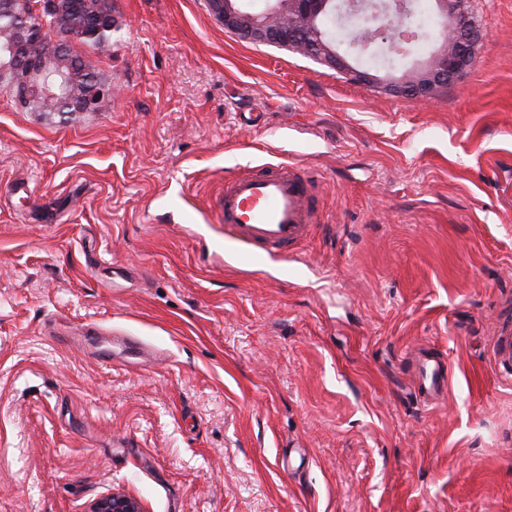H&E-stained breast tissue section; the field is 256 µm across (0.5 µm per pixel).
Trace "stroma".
Returning <instances> with one entry per match:
<instances>
[{
  "label": "stroma",
  "mask_w": 512,
  "mask_h": 512,
  "mask_svg": "<svg viewBox=\"0 0 512 512\" xmlns=\"http://www.w3.org/2000/svg\"><path fill=\"white\" fill-rule=\"evenodd\" d=\"M473 10L428 104L206 0H112L96 111L0 87V512H512V0ZM288 161L321 180L301 262L225 260V177ZM491 364L504 380H512V324L504 321L496 326L491 342ZM411 370L417 380L418 396L427 404H437L448 388V367L444 359L418 353L411 359ZM89 512H143L140 501L130 495L112 492L95 499Z\"/></svg>",
  "instance_id": "obj_1"
}]
</instances>
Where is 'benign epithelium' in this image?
Masks as SVG:
<instances>
[{
  "label": "benign epithelium",
  "mask_w": 512,
  "mask_h": 512,
  "mask_svg": "<svg viewBox=\"0 0 512 512\" xmlns=\"http://www.w3.org/2000/svg\"><path fill=\"white\" fill-rule=\"evenodd\" d=\"M22 24L0 60V79L15 83L14 70L26 68L33 82L20 88L16 99L23 107H38L44 100L68 102L76 92L77 75L72 68L57 67L48 70L47 61L30 55L33 42L53 39L57 53L72 51L74 41L60 39L68 31L69 23L56 15L52 26L36 24L27 19L41 16L44 0H17ZM208 11L215 21L239 37L260 44L292 49L309 56L336 71L342 78L364 86L384 85L397 96L423 104L432 102L442 91L459 83L471 69L475 48L483 40L480 25L472 16L469 0H436L441 19L437 46L429 57L419 61L401 75L388 73L381 78L358 68L349 55L339 47L326 43L313 34L316 21L327 12H334L344 23L359 21L373 37L356 40L353 45L366 52L379 41L394 54L406 55L409 45L418 34L405 27L404 19L410 13V0H271L268 10L261 15L244 13L236 0H207ZM112 13L109 0H99L97 14L88 22L87 36L102 37L110 31ZM115 94L110 84L87 86L80 94L85 111L98 108L100 102ZM89 512H143L140 501L130 495L112 492L95 499Z\"/></svg>",
  "instance_id": "1"
}]
</instances>
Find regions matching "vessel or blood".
<instances>
[{
  "mask_svg": "<svg viewBox=\"0 0 512 512\" xmlns=\"http://www.w3.org/2000/svg\"><path fill=\"white\" fill-rule=\"evenodd\" d=\"M319 184L293 163L244 166L226 180L216 200L224 234L235 255L248 265L279 259L295 261L299 243L309 237L318 215L314 199ZM491 364L502 379L512 380V323L497 325L491 342ZM411 369L423 402L438 403L448 388L443 358L414 356Z\"/></svg>",
  "mask_w": 512,
  "mask_h": 512,
  "instance_id": "vessel-or-blood-1",
  "label": "vessel or blood"
}]
</instances>
